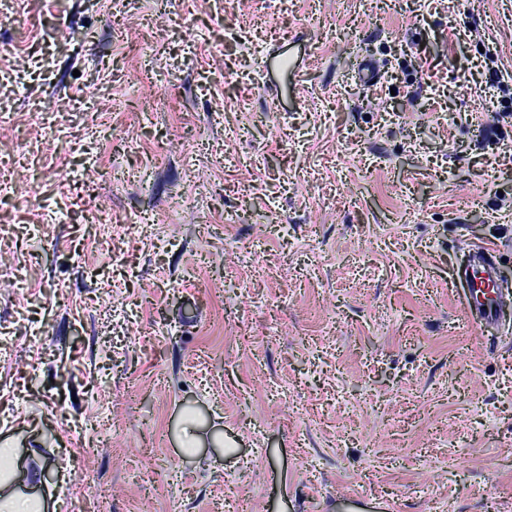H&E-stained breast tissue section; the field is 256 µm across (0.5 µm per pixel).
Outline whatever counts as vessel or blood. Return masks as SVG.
<instances>
[{"instance_id": "1", "label": "vessel or blood", "mask_w": 512, "mask_h": 512, "mask_svg": "<svg viewBox=\"0 0 512 512\" xmlns=\"http://www.w3.org/2000/svg\"><path fill=\"white\" fill-rule=\"evenodd\" d=\"M468 258L458 268L457 279L466 280L468 292L465 307L477 324L492 326L504 316V295L498 276L497 247L473 244L467 249Z\"/></svg>"}]
</instances>
